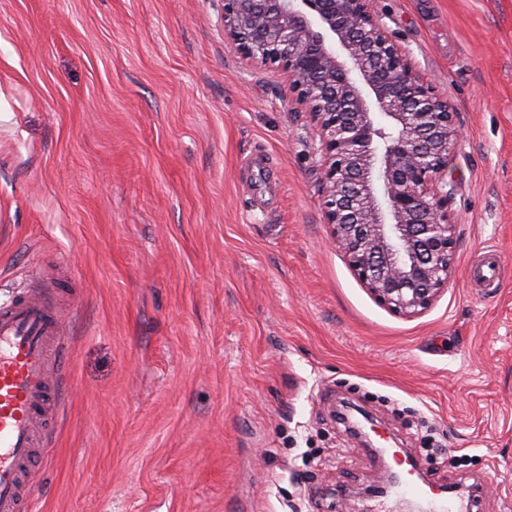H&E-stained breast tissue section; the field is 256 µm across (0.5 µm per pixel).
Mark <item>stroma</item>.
<instances>
[{"mask_svg":"<svg viewBox=\"0 0 512 512\" xmlns=\"http://www.w3.org/2000/svg\"><path fill=\"white\" fill-rule=\"evenodd\" d=\"M373 10L462 132L455 272L412 318L332 243L316 132L221 0H0V308L39 292L66 346L32 512H381L346 402L512 512V0Z\"/></svg>","mask_w":512,"mask_h":512,"instance_id":"stroma-1","label":"stroma"}]
</instances>
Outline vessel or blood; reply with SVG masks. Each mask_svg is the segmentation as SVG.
I'll list each match as a JSON object with an SVG mask.
<instances>
[{"label":"vessel or blood","mask_w":512,"mask_h":512,"mask_svg":"<svg viewBox=\"0 0 512 512\" xmlns=\"http://www.w3.org/2000/svg\"><path fill=\"white\" fill-rule=\"evenodd\" d=\"M61 325L47 304L35 296L0 308V512H26L24 471L35 462L38 438H50L60 388L50 370L51 347ZM391 512H403L406 494L425 501L424 512H456L421 478L405 477Z\"/></svg>","instance_id":"b4317fda"}]
</instances>
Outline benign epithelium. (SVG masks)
I'll return each instance as SVG.
<instances>
[{
    "label": "benign epithelium",
    "mask_w": 512,
    "mask_h": 512,
    "mask_svg": "<svg viewBox=\"0 0 512 512\" xmlns=\"http://www.w3.org/2000/svg\"><path fill=\"white\" fill-rule=\"evenodd\" d=\"M224 37L275 65L319 138L323 217L379 304L415 317L453 277L448 161L456 112L375 17L372 0H223ZM387 123L375 126L372 111Z\"/></svg>",
    "instance_id": "1"
}]
</instances>
